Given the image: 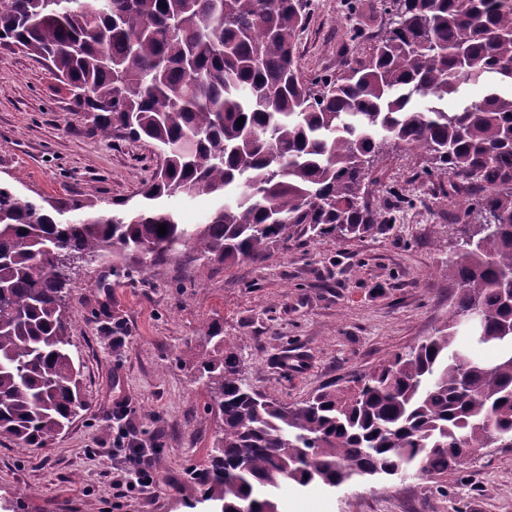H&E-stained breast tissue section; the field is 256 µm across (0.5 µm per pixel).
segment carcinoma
<instances>
[{
    "mask_svg": "<svg viewBox=\"0 0 512 512\" xmlns=\"http://www.w3.org/2000/svg\"><path fill=\"white\" fill-rule=\"evenodd\" d=\"M313 0H0V43L51 62L92 128L148 139L163 164L130 206L91 197L21 200L0 182V433L41 448L85 407L71 351L60 254L85 261L119 247L156 263L259 260L287 224L341 238L386 224L367 202L362 159L385 140L420 152L421 173L478 182L493 223L441 270L456 291L436 334L355 386L287 405L240 375L222 327L201 363L224 429L204 480L215 512H277L285 483L331 488L373 476H441L482 448H512V0H385L388 26L364 58L307 81L294 61ZM461 84L483 96L446 105ZM245 118L238 125L239 118ZM209 196L205 224L170 200ZM167 233H157L158 225ZM483 313L477 344L461 314Z\"/></svg>",
    "mask_w": 512,
    "mask_h": 512,
    "instance_id": "1",
    "label": "carcinoma"
}]
</instances>
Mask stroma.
<instances>
[{"label":"stroma","instance_id":"stroma-1","mask_svg":"<svg viewBox=\"0 0 512 512\" xmlns=\"http://www.w3.org/2000/svg\"><path fill=\"white\" fill-rule=\"evenodd\" d=\"M295 51L306 78L338 74L368 49L384 0H314ZM160 158L150 142L103 139L44 60L0 45V180L21 199L96 196L103 211L135 203ZM420 155L388 146L373 170L372 206L390 224L344 240L292 227L260 261L183 268L122 250L81 262L68 285L73 351L85 409L46 446L20 451L0 435V498L19 512H211L191 474L206 472L222 421L198 368L216 322L236 341L257 393L296 404L343 386L434 335L451 281L439 271L457 249L470 202L444 176L420 177ZM151 449L159 486L118 493L112 412ZM278 512H512V448H485L442 476L371 477L344 488L287 485Z\"/></svg>","mask_w":512,"mask_h":512}]
</instances>
